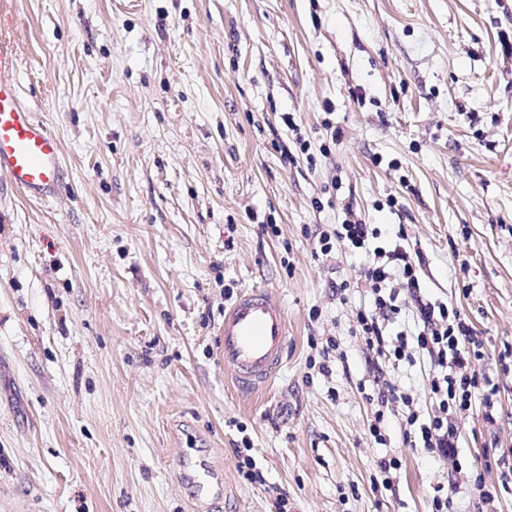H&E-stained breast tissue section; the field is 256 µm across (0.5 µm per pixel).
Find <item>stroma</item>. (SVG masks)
<instances>
[{"mask_svg":"<svg viewBox=\"0 0 512 512\" xmlns=\"http://www.w3.org/2000/svg\"><path fill=\"white\" fill-rule=\"evenodd\" d=\"M0 38L68 183L35 201L0 180V512H193L171 470L186 446L224 473L218 512L280 493L288 512H431L447 466L404 445V417L368 439L359 264L316 250L348 203L403 225L427 293L483 340L500 407L458 416L461 463L512 512L481 456L512 448V0H6ZM254 288L289 336L246 396L215 340ZM245 437L264 484L238 472ZM401 467L402 461L397 456L384 455L378 457L374 462L373 490L380 493L381 496L387 493L391 496L395 495Z\"/></svg>","mask_w":512,"mask_h":512,"instance_id":"obj_1","label":"stroma"}]
</instances>
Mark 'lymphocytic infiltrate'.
<instances>
[{
    "instance_id": "1",
    "label": "lymphocytic infiltrate",
    "mask_w": 512,
    "mask_h": 512,
    "mask_svg": "<svg viewBox=\"0 0 512 512\" xmlns=\"http://www.w3.org/2000/svg\"><path fill=\"white\" fill-rule=\"evenodd\" d=\"M317 244L325 255L338 248L358 255L360 285L370 294L369 306L356 312L353 330L371 353L372 400L377 409L368 426L370 440L386 444L388 416L402 409L407 423L404 444L436 454L456 473L455 479L434 487L431 512H453L457 499L467 495L490 502L482 476L463 472L455 420L477 410L487 422H494L500 386L491 375L472 367L483 355V341L472 324L456 308L424 293L423 250L410 244L400 229L382 238L378 228L364 223L350 208L342 223L319 233ZM409 307L416 314L414 331L391 332V325ZM421 360L428 364L429 404L424 408L418 407L411 390L390 378L392 371Z\"/></svg>"
}]
</instances>
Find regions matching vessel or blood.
Returning a JSON list of instances; mask_svg holds the SVG:
<instances>
[{"mask_svg":"<svg viewBox=\"0 0 512 512\" xmlns=\"http://www.w3.org/2000/svg\"><path fill=\"white\" fill-rule=\"evenodd\" d=\"M63 160L58 139L22 101L16 80V57L0 41V177L31 199H51L61 188ZM288 341V316L280 302L261 290L241 295L225 312L216 340L224 373L253 394L275 376ZM197 512H210L224 497L222 473L191 449L173 462Z\"/></svg>","mask_w":512,"mask_h":512,"instance_id":"obj_1","label":"vessel or blood"}]
</instances>
